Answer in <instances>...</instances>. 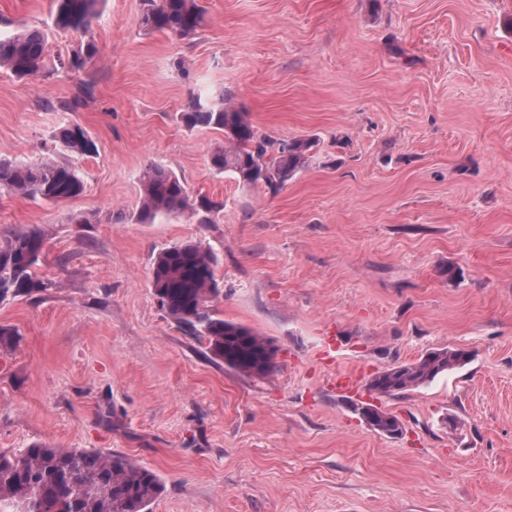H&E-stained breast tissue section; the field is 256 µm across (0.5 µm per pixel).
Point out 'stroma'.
I'll list each match as a JSON object with an SVG mask.
<instances>
[{
  "label": "stroma",
  "mask_w": 512,
  "mask_h": 512,
  "mask_svg": "<svg viewBox=\"0 0 512 512\" xmlns=\"http://www.w3.org/2000/svg\"><path fill=\"white\" fill-rule=\"evenodd\" d=\"M200 3L183 39L141 28L145 0H105L88 35L54 29L53 0H0V33L97 49L78 75L0 71V159L47 154L84 182L60 203L0 191V242L47 237L45 290L0 303L21 335L0 347V450L122 453L165 484L150 512H512V0ZM193 92L319 144L279 193L242 187L209 164L223 133L181 121ZM67 124L96 153L56 141ZM151 165L213 201L210 223H139ZM187 241L217 259L214 309L275 345L274 374L227 368L160 307L154 260ZM444 347L469 363L369 392ZM349 368L352 397L334 390ZM469 359V353L463 350L447 347L433 349L413 363L392 366L376 373L367 386L378 397L396 396L464 366ZM371 420L370 428L381 435L396 437L402 433L401 423L398 418L380 408L376 409Z\"/></svg>",
  "instance_id": "obj_1"
}]
</instances>
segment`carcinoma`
Listing matches in <instances>:
<instances>
[{
    "mask_svg": "<svg viewBox=\"0 0 512 512\" xmlns=\"http://www.w3.org/2000/svg\"><path fill=\"white\" fill-rule=\"evenodd\" d=\"M54 28L87 33L99 18L104 0H55ZM204 11L198 0H147L141 26L148 31L190 37L202 28ZM47 37L39 29L0 35V69L19 78L50 73L82 72L96 55L89 42L46 64ZM84 82L62 108L75 112L90 95ZM181 120L189 128L211 127L224 132V145L209 159L211 168L229 172L245 187L263 186L279 192L306 164L317 139H278L263 134L224 95L204 99L191 95ZM59 140L75 155L96 151L78 125L60 128ZM78 171L51 159L33 163L0 160V190L51 202H63L83 192ZM215 205L194 198L172 171L153 166L145 173L140 194L139 220L151 223L159 216L191 212L208 214ZM45 244L42 229L30 225L0 243V303L31 296L46 284L37 277ZM216 257L194 243L161 251L152 267L151 288L165 312L178 324L208 341L211 354L239 372L267 376L277 368V350L258 332L224 320L211 302L220 293L215 278ZM469 353L452 348L428 351L410 364L376 373L368 389L379 397H392L432 382L468 363ZM371 429L396 437L402 433L398 418L380 408L371 417ZM164 484L151 469L134 464L121 453L80 448H55L34 443L27 448L0 451V512H149L163 493Z\"/></svg>",
    "mask_w": 512,
    "mask_h": 512,
    "instance_id": "1",
    "label": "carcinoma"
}]
</instances>
